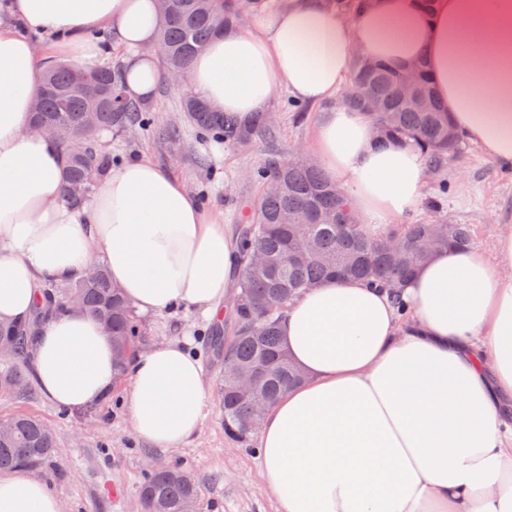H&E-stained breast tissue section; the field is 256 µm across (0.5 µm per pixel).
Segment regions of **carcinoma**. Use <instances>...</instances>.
I'll use <instances>...</instances> for the list:
<instances>
[{
	"label": "carcinoma",
	"instance_id": "carcinoma-1",
	"mask_svg": "<svg viewBox=\"0 0 512 512\" xmlns=\"http://www.w3.org/2000/svg\"><path fill=\"white\" fill-rule=\"evenodd\" d=\"M172 11L163 18L157 44L164 70L188 72L191 59L202 52L213 35L240 21L241 0H171ZM419 91L428 106L419 109L406 97L408 88L400 71L382 64L364 70L363 61L354 65L342 102L358 111L377 99L381 111L375 122L383 136L392 141L411 140L426 150L429 162L440 167L461 149V141L448 140L447 113L436 98L423 66L417 67ZM102 95V108L93 127L86 124L85 101L76 86ZM123 88L122 64L108 61L92 71L65 63L51 64L43 73L37 98L40 107L31 112L30 124L54 125L58 142L67 156L63 202L84 204L100 181L112 171V151L104 149L97 135L115 137L130 129L151 124L142 101L127 99L112 107L108 91ZM197 129L220 134L230 144L247 143L255 137L272 138L274 126L259 115L243 124L234 117L212 111L191 91L182 102ZM266 183L278 180L282 191L262 193L250 222L242 232L246 262L257 252L270 258L261 270H245L235 305L237 329L224 340L214 327V351L223 365L219 395L224 410V431L236 441L246 440L257 413L265 412L291 385L303 378L282 349L278 325L283 309L299 291L327 277L355 278L382 288H401L428 256L411 247L418 240L429 242L432 251L448 246L471 245L470 225L450 224L442 217L432 223L383 224L366 230L355 215L344 191L330 183L317 166L273 152L257 173ZM328 214L334 222L320 217ZM94 281L49 282L43 288V304L23 323L0 325V340L11 344V356L22 359L29 335L44 320L70 308L69 298L79 297L90 316L112 326V343L117 376L127 373V358L138 336L133 307L112 285L104 265ZM27 382L18 366L0 371V387ZM11 433L0 438V470H30L41 467L54 453V430L29 415L10 419ZM199 485L193 474L179 466H166L146 474L140 489L142 512H194Z\"/></svg>",
	"mask_w": 512,
	"mask_h": 512
}]
</instances>
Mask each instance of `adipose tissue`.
<instances>
[{
	"label": "adipose tissue",
	"mask_w": 512,
	"mask_h": 512,
	"mask_svg": "<svg viewBox=\"0 0 512 512\" xmlns=\"http://www.w3.org/2000/svg\"><path fill=\"white\" fill-rule=\"evenodd\" d=\"M157 0H7L0 9V321L30 317L45 284L80 279L102 253L113 284L143 313L216 315L244 270L227 225L150 159L113 170L90 202H62L66 157L27 132L42 71L79 69L122 49L124 85L151 98ZM421 64L456 131L512 168V0H367L353 17L328 0H289L253 27L215 35L189 66L213 111L248 121L276 92L319 107L313 151L366 224L419 202L426 161L380 140L371 114L341 102L356 56ZM512 228L492 250H442L396 307L390 292L328 279L287 305L279 334L305 381L268 409L261 476L278 512H512ZM43 393L84 409L113 390L111 337L73 310L43 324L27 353ZM124 393L135 436L180 448L199 431L207 385L179 342L136 355ZM0 512H60L47 485L0 473Z\"/></svg>",
	"instance_id": "ef3b65f1"
}]
</instances>
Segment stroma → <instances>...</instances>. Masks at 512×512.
<instances>
[{"mask_svg": "<svg viewBox=\"0 0 512 512\" xmlns=\"http://www.w3.org/2000/svg\"><path fill=\"white\" fill-rule=\"evenodd\" d=\"M183 88L157 86L151 105V129L122 137L101 134L100 142L119 160L149 158L180 179L203 209L223 214L234 231H241L255 206L261 187L251 174L263 163L268 148L285 157L304 156L313 144L315 108L296 112L287 91H279L268 110L275 124L273 141L256 139L230 146L215 138L199 137L181 110ZM174 127L172 141L158 139L155 130ZM470 225L474 246L489 250L506 225H512V171L497 169L472 143L442 167L429 168L424 196L409 215L426 222L437 214ZM232 303H224L217 319L189 308L139 314L137 351L169 341L187 343L204 368L208 386L202 425L182 448H150L134 435L122 400L128 380L110 396L89 408L65 410L30 382L24 394L0 389V420L24 412L44 419L55 431L56 448L50 461L35 471L57 496L62 512H141L139 489L154 465H178L199 481L198 512H276L264 489L255 450L229 439L219 402L221 363L213 355L210 330L223 321L235 327Z\"/></svg>", "mask_w": 512, "mask_h": 512, "instance_id": "obj_1", "label": "stroma"}]
</instances>
